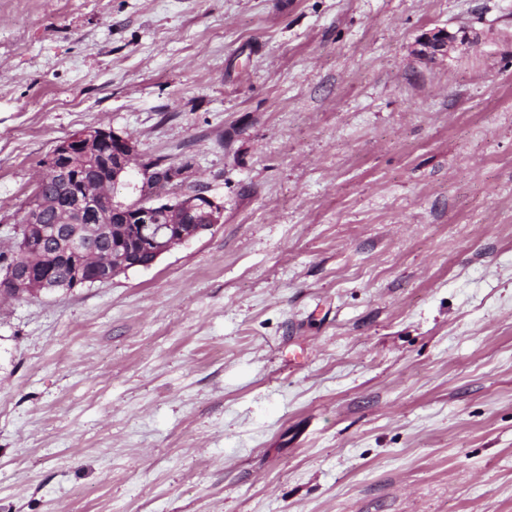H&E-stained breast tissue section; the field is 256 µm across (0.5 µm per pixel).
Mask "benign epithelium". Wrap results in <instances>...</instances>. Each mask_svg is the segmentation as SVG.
Here are the masks:
<instances>
[{
    "label": "benign epithelium",
    "instance_id": "1",
    "mask_svg": "<svg viewBox=\"0 0 512 512\" xmlns=\"http://www.w3.org/2000/svg\"><path fill=\"white\" fill-rule=\"evenodd\" d=\"M457 35L443 28L428 32L422 44L435 52L445 51ZM174 186L184 169L174 164L152 162L141 157L137 143L112 129L92 128L63 139L43 162L39 182L56 181L67 186L60 197H40L25 211V221L49 210L54 214L53 233L67 238L68 247L82 268L92 269L87 279L76 275L71 287L106 283L120 273L136 267H150L178 245L199 238L222 222L224 206L204 192L178 195L161 191L154 173ZM132 189L131 198L115 200L118 186ZM137 225L138 251L151 257L143 264L131 251L106 243L118 226ZM40 246L24 249L10 267L11 287L17 290L54 288L53 271L33 274Z\"/></svg>",
    "mask_w": 512,
    "mask_h": 512
}]
</instances>
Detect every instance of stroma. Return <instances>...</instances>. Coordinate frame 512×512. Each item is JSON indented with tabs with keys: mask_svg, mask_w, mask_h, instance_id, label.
<instances>
[{
	"mask_svg": "<svg viewBox=\"0 0 512 512\" xmlns=\"http://www.w3.org/2000/svg\"><path fill=\"white\" fill-rule=\"evenodd\" d=\"M93 127L223 220L0 303V512H512V0H0V251Z\"/></svg>",
	"mask_w": 512,
	"mask_h": 512,
	"instance_id": "stroma-1",
	"label": "stroma"
}]
</instances>
